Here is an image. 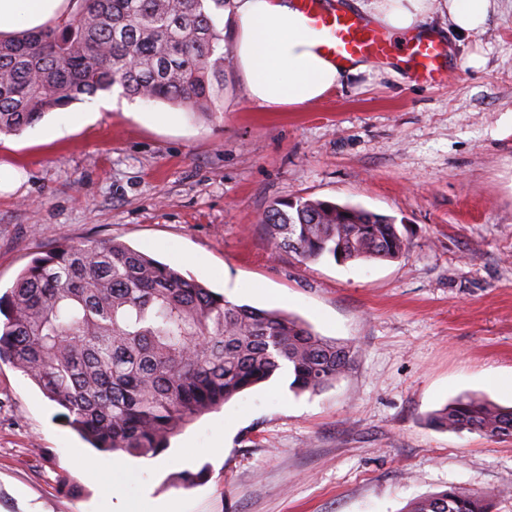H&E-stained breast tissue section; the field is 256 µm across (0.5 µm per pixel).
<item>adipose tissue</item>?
Wrapping results in <instances>:
<instances>
[{
	"label": "adipose tissue",
	"mask_w": 512,
	"mask_h": 512,
	"mask_svg": "<svg viewBox=\"0 0 512 512\" xmlns=\"http://www.w3.org/2000/svg\"><path fill=\"white\" fill-rule=\"evenodd\" d=\"M356 5L401 40L425 31L436 13L463 35L479 34L500 0H356ZM71 9V0H0V39L54 25ZM224 18L247 96L269 109L320 101L372 70L362 59L341 65L324 55L294 0H232Z\"/></svg>",
	"instance_id": "adipose-tissue-1"
}]
</instances>
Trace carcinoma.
I'll use <instances>...</instances> for the list:
<instances>
[{
	"label": "carcinoma",
	"instance_id": "carcinoma-1",
	"mask_svg": "<svg viewBox=\"0 0 512 512\" xmlns=\"http://www.w3.org/2000/svg\"><path fill=\"white\" fill-rule=\"evenodd\" d=\"M63 21L0 41V134L118 88L145 103L215 115L224 103L230 0H72ZM262 223L302 262L392 260L410 245L396 219L348 204L277 200ZM0 361L55 403L57 419L102 452L156 456L197 417L270 380L317 393L353 351L288 314L235 305L118 239L36 253L0 296ZM436 428L512 438V407L465 394ZM493 491L448 489L406 512H488Z\"/></svg>",
	"mask_w": 512,
	"mask_h": 512
}]
</instances>
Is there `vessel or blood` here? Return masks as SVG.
<instances>
[{
	"label": "vessel or blood",
	"mask_w": 512,
	"mask_h": 512,
	"mask_svg": "<svg viewBox=\"0 0 512 512\" xmlns=\"http://www.w3.org/2000/svg\"><path fill=\"white\" fill-rule=\"evenodd\" d=\"M311 31L320 38L322 53L341 64L358 59L387 60L402 52L413 64L416 82L432 85L446 72L448 44L440 37L422 34L398 48L381 29L347 8H332L328 0H295Z\"/></svg>",
	"instance_id": "obj_1"
}]
</instances>
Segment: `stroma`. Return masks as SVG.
Here are the masks:
<instances>
[{
  "label": "stroma",
  "instance_id": "obj_1",
  "mask_svg": "<svg viewBox=\"0 0 512 512\" xmlns=\"http://www.w3.org/2000/svg\"><path fill=\"white\" fill-rule=\"evenodd\" d=\"M445 39L451 67L433 86L396 61L272 110L229 57L216 117L115 91L71 105L56 140L43 125L0 135V165L25 175L0 195V294L34 253L117 238L354 349L319 393L281 372L159 455L124 456L119 499L102 477L111 454L0 362V512H159L167 498L177 512H405L452 487L495 491L492 512H512V439L427 420L464 393L512 406V0L484 33ZM298 196L394 217L411 245L395 260L301 262L262 222Z\"/></svg>",
  "mask_w": 512,
  "mask_h": 512
}]
</instances>
